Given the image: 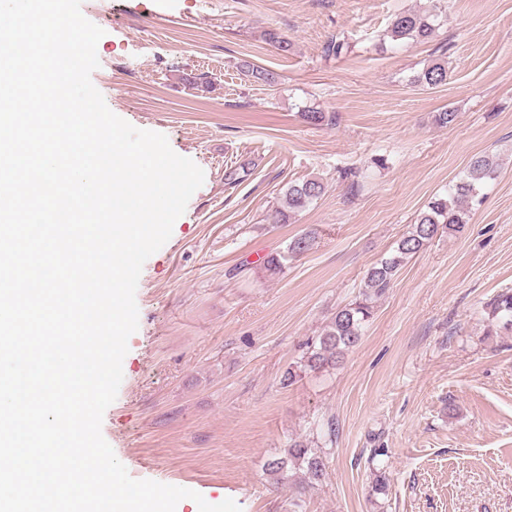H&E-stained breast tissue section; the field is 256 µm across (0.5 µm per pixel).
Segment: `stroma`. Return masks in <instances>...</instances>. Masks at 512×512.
<instances>
[{"mask_svg":"<svg viewBox=\"0 0 512 512\" xmlns=\"http://www.w3.org/2000/svg\"><path fill=\"white\" fill-rule=\"evenodd\" d=\"M437 3L447 19L428 42L385 39L395 14ZM81 12L104 31L91 80L108 108L205 174L143 265L103 416L129 475L242 512H512V331L486 311L512 290V0H81ZM436 59L447 82L414 84ZM313 108L335 124H309ZM445 109L457 120L441 127ZM488 152L501 166L462 231L407 260L336 368L283 386L367 270ZM314 177L321 197L273 223L288 184ZM304 234L310 249L289 254ZM292 440L322 450L320 482L265 473Z\"/></svg>","mask_w":512,"mask_h":512,"instance_id":"obj_1","label":"stroma"}]
</instances>
